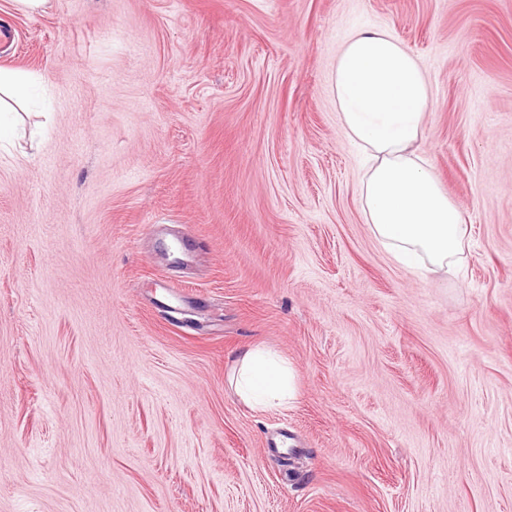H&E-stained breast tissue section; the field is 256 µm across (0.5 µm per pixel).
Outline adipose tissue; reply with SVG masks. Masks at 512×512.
<instances>
[{
  "label": "adipose tissue",
  "instance_id": "obj_1",
  "mask_svg": "<svg viewBox=\"0 0 512 512\" xmlns=\"http://www.w3.org/2000/svg\"><path fill=\"white\" fill-rule=\"evenodd\" d=\"M36 75L0 68V141L11 138L22 111L39 103ZM330 90L347 139L362 156L364 219L394 261L424 277L447 278L464 251L465 219L438 184L419 141L432 94L418 58L389 30L352 31L341 42ZM237 393L269 409L294 399L287 361L259 348L235 364Z\"/></svg>",
  "mask_w": 512,
  "mask_h": 512
}]
</instances>
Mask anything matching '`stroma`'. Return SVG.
Masks as SVG:
<instances>
[{"instance_id":"obj_1","label":"stroma","mask_w":512,"mask_h":512,"mask_svg":"<svg viewBox=\"0 0 512 512\" xmlns=\"http://www.w3.org/2000/svg\"><path fill=\"white\" fill-rule=\"evenodd\" d=\"M0 148V512H512V0H50ZM381 26L461 207L424 280L365 224L329 76ZM277 351L296 395L229 380ZM233 378L237 393L253 407H280L294 399L293 369L276 354L252 347L237 359Z\"/></svg>"}]
</instances>
